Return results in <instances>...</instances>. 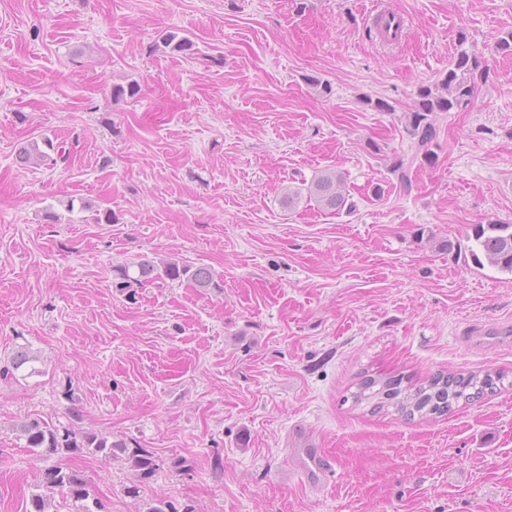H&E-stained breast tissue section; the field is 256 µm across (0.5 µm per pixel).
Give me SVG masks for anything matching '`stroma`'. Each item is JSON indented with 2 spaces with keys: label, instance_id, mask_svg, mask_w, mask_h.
<instances>
[{
  "label": "stroma",
  "instance_id": "obj_1",
  "mask_svg": "<svg viewBox=\"0 0 512 512\" xmlns=\"http://www.w3.org/2000/svg\"><path fill=\"white\" fill-rule=\"evenodd\" d=\"M371 2L0 0V368L37 356L0 378V512H29L57 464L104 512H512V387L410 423L351 398L366 375L512 378V334L484 332L512 326V276L468 252L475 225L512 224V0H387L408 25L392 49ZM463 50L487 71L436 113L429 164L404 115ZM325 169L353 212L283 205ZM145 258L223 286L120 288ZM31 418L159 468L129 497L123 462L30 452ZM295 448L331 454L333 482L308 484Z\"/></svg>",
  "mask_w": 512,
  "mask_h": 512
}]
</instances>
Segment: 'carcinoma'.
Listing matches in <instances>:
<instances>
[{"label":"carcinoma","mask_w":512,"mask_h":512,"mask_svg":"<svg viewBox=\"0 0 512 512\" xmlns=\"http://www.w3.org/2000/svg\"><path fill=\"white\" fill-rule=\"evenodd\" d=\"M163 46L182 52L191 48V41L178 37L174 32L161 36ZM480 67L477 56L465 50L460 51L448 67V72L433 86H425L417 93L415 110L407 113L406 128L417 139L418 150L426 161L434 153L430 149L435 137L431 116L436 112H449L461 104L469 103L475 96L476 84L473 74ZM47 153L37 143L27 145L19 151L22 164L44 160ZM341 176L334 171L316 175L306 187L307 197L327 211H341L348 205V199L340 191ZM477 266L488 263L502 273L512 275V224H479L474 229V245L469 249ZM184 281L197 288H218L219 281L204 266L180 264L175 261L143 259L137 263L136 282ZM36 360L26 346L19 347L13 354L10 365L3 370V377L15 373ZM504 375L486 372L477 373H436L423 381L407 383L403 378H367L352 393L353 403L365 404L373 412L389 408L406 420L427 419L444 416L459 404H469L493 394L503 383ZM19 438L27 447L45 454L63 455L85 450L109 459L124 458L136 472L138 481L154 476L158 463L153 453L144 448H131L124 439H112L103 434L89 431L76 432L58 429L39 419H27L15 426ZM42 486L50 492L60 491L81 503L80 512H103V506L93 497L88 482L74 471L62 466H53L45 471Z\"/></svg>","instance_id":"cac0c4a2"}]
</instances>
